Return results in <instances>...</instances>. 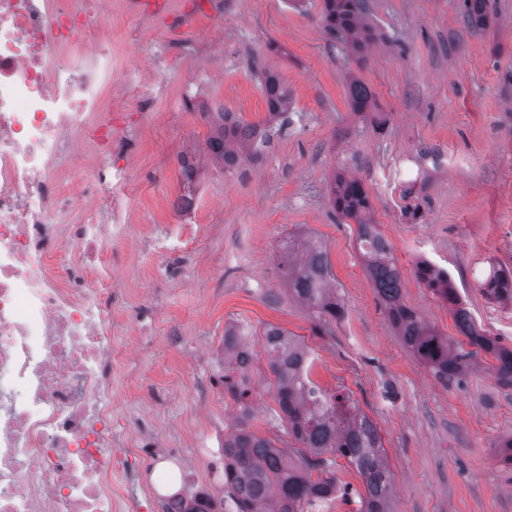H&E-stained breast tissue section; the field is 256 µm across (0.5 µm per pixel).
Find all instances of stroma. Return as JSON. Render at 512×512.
Returning <instances> with one entry per match:
<instances>
[{
    "label": "stroma",
    "mask_w": 512,
    "mask_h": 512,
    "mask_svg": "<svg viewBox=\"0 0 512 512\" xmlns=\"http://www.w3.org/2000/svg\"><path fill=\"white\" fill-rule=\"evenodd\" d=\"M178 34L137 18L112 0L101 24H132L147 40L128 46L145 80L153 61L177 58L157 85L159 111L131 126L126 161L133 178L129 239L118 280L147 287L113 307L116 341L135 360L116 381L126 421L121 439L161 441L139 470L136 494L151 512L172 494L205 492L216 512H236L224 486L220 444L236 425L226 398L201 397L222 365L224 327L270 324L304 340L313 379L350 396L383 438L395 512H512V463L499 444L512 435V386L482 354L466 375L436 379L403 346L356 247V226L334 211L329 184L342 171L360 178L370 217L393 247L404 303L460 347L448 304L415 275L424 258L448 270L474 320L512 347V305L488 299L478 280L490 265L512 269V0H488L489 23L473 30L461 0H369L375 41L357 60L323 21L324 0H223ZM288 89V119L259 152L233 169L200 166L196 209L181 214L178 155L204 154V111L266 124L264 73ZM360 79L378 111L358 114L349 83ZM196 98L198 110L182 102ZM309 232L329 254L340 320L324 322L288 295L283 245ZM179 476L174 489L152 478L158 463ZM348 494L316 512H360L363 479L344 458L326 466Z\"/></svg>",
    "instance_id": "obj_1"
}]
</instances>
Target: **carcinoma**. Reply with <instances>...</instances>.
<instances>
[{
  "label": "carcinoma",
  "mask_w": 512,
  "mask_h": 512,
  "mask_svg": "<svg viewBox=\"0 0 512 512\" xmlns=\"http://www.w3.org/2000/svg\"><path fill=\"white\" fill-rule=\"evenodd\" d=\"M464 13L475 22L486 19L487 0H462ZM366 0H324V23L333 34L345 38L351 50L362 57L373 41L367 23ZM271 118L288 111V92L273 74L266 73L262 83ZM352 111L373 110L372 94L359 80L350 85ZM211 134L206 142L210 158L223 164L234 162L240 153L253 146L252 125L228 124L225 112H207ZM334 209L357 224L356 244L367 275L383 308L398 331L403 344L434 375L452 380L461 375L471 359L484 352L497 360L499 376L512 384V349L486 336L460 302L448 272L426 260L416 263V275L433 294L454 307V319L460 333L467 337L471 351L455 349L448 339L431 327L401 295V272L387 240L368 219L369 194L355 177L335 176L332 186ZM288 293L320 316L336 320L343 308L336 302L331 286L332 270L328 252L311 238L290 241L287 246ZM483 293L494 300L512 302V271L492 268L479 282ZM264 353L269 375L266 385L272 391L285 423L284 434L298 445L299 460L292 462L276 446L281 437H261L250 430V411L241 414L235 428L224 437V486L237 512H303L340 492L336 479L314 481L311 472L327 464L323 455L331 452L346 458L364 481L361 512H394L391 507L393 485L383 461L384 446L373 422L353 409L342 394L326 393L313 399L315 390L304 381L308 376L310 351L304 342L288 331L269 326L263 331ZM181 512H214L211 497L205 493L178 497Z\"/></svg>",
  "instance_id": "cac0c4a2"
}]
</instances>
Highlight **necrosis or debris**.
<instances>
[{
	"mask_svg": "<svg viewBox=\"0 0 512 512\" xmlns=\"http://www.w3.org/2000/svg\"><path fill=\"white\" fill-rule=\"evenodd\" d=\"M102 0H0V512H143L115 490L113 267L131 175L127 100L149 87L116 57Z\"/></svg>",
	"mask_w": 512,
	"mask_h": 512,
	"instance_id": "4bbe7bcc",
	"label": "necrosis or debris"
}]
</instances>
